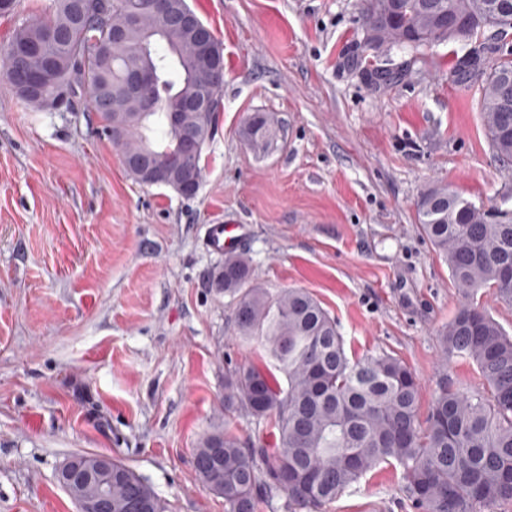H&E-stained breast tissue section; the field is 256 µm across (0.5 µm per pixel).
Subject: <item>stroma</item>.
Here are the masks:
<instances>
[{
    "mask_svg": "<svg viewBox=\"0 0 512 512\" xmlns=\"http://www.w3.org/2000/svg\"><path fill=\"white\" fill-rule=\"evenodd\" d=\"M224 53L218 126L197 194L145 186L102 135L86 90L72 112H32L0 79V512H76L57 482L77 453L123 461L173 512H224L193 468L224 416V374L261 363L209 288L224 259L213 224H242L257 284L303 288L334 317L348 354L385 350L420 384L482 388L469 360L442 361L459 295L422 235L416 203L437 184L512 210V167L484 130L478 84L455 43L374 85L400 54H357L363 0H187ZM254 112L282 130L263 153L242 137ZM416 512L380 465L321 512Z\"/></svg>",
    "mask_w": 512,
    "mask_h": 512,
    "instance_id": "35a3bbf8",
    "label": "stroma"
}]
</instances>
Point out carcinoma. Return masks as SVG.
<instances>
[{
    "instance_id": "cac0c4a2",
    "label": "carcinoma",
    "mask_w": 512,
    "mask_h": 512,
    "mask_svg": "<svg viewBox=\"0 0 512 512\" xmlns=\"http://www.w3.org/2000/svg\"><path fill=\"white\" fill-rule=\"evenodd\" d=\"M100 0H52L47 22L17 25L0 46V76L13 90L15 77L45 65L56 83L89 90L92 111L102 133L122 161L146 155L165 170L176 169L186 140L201 139L192 159L203 179L202 154L214 136L218 114L182 113L171 123V110L182 100L207 93L220 97L224 59L211 73H197L189 41L163 26L158 17L141 20L130 41L145 38L148 55L101 37ZM512 19V0H365L363 51H396L409 65L444 42L455 28L469 35L454 73L462 80L481 79L485 133L498 159L512 162V57L474 39L497 28L502 15ZM150 66L156 78L151 110L129 102L124 113L97 106L96 95L109 86L121 91L129 73ZM405 72L376 69L370 80L389 85ZM123 125L112 134V125ZM280 130L271 113L249 117L243 136L266 149ZM461 194L448 185L428 188L417 201L419 228L448 263L460 296L459 306L439 336L448 358L473 361L485 382L470 392L443 385L425 419L419 417L420 386L400 358L379 350L350 358L336 320L308 290L290 288L272 295L254 283L250 259L227 255L208 276L217 295L234 301L232 323L244 339L257 338L270 363L252 364L224 376L226 414H238L277 430L275 447L262 438L244 440L227 428L206 434L193 449L200 482L224 499V512H258L285 496L284 512H320L321 507L359 483L382 463L402 471L405 488L420 512H481L512 500V336L477 299L483 288L512 305V212L464 207ZM287 380L282 388L273 371ZM137 496L145 512H171V504L127 464L112 461V512Z\"/></svg>"
}]
</instances>
